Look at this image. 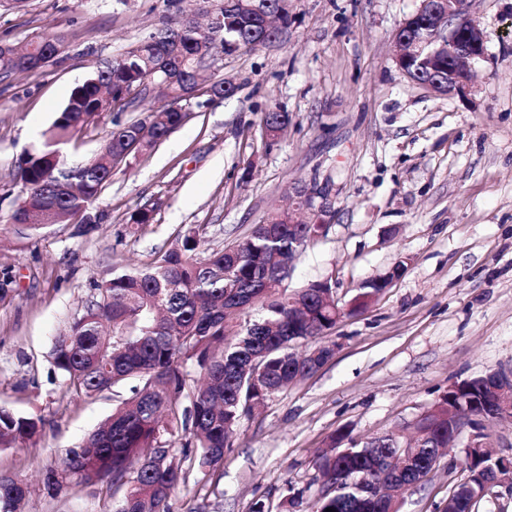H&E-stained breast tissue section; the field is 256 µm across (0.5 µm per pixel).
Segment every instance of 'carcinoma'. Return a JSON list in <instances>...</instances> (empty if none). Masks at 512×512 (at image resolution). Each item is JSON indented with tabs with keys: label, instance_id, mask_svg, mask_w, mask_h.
Segmentation results:
<instances>
[{
	"label": "carcinoma",
	"instance_id": "cac0c4a2",
	"mask_svg": "<svg viewBox=\"0 0 512 512\" xmlns=\"http://www.w3.org/2000/svg\"><path fill=\"white\" fill-rule=\"evenodd\" d=\"M194 0L179 9L174 25L137 42L128 54L95 66L76 86L44 134L39 147L16 166L21 185L8 219L36 234L47 224H76L86 232L104 215L94 209L113 172L130 157L153 149L186 117L182 108L146 110L144 117L116 124L86 164L66 168L60 146L71 142L95 117L124 112L145 99L152 75L170 78L169 95L189 101L203 90L224 98L234 87L211 83L197 70L208 54L226 55L266 36L261 21L232 15L214 40L198 32L189 17ZM65 31L33 36L29 59L0 48V75H35L63 54ZM288 113H264L261 129L276 139ZM326 232L312 224H290L279 212L254 224L240 241L203 254L196 230L143 268L115 272L95 284L97 297L56 336L51 357L68 389L93 396L131 384V395L82 445L66 452L44 479L54 495L72 487L106 484L109 512H172L174 490L189 479H210L233 446L243 422L276 394L320 369L334 353L326 338L345 311L371 303L380 293L366 285L345 308L336 303L328 280L288 287L297 256ZM196 366L200 378L186 370ZM494 371L448 387L414 424L416 447L390 470L379 462L397 448L394 433L361 444L339 433L315 464L326 484L312 512H400L405 491L431 472L430 462L455 445L458 416L502 415ZM39 420L0 407V448L22 444L36 434ZM461 479L448 467L447 512H479L487 483L512 484V470L488 450L464 449ZM23 482L0 474V512H22Z\"/></svg>",
	"mask_w": 512,
	"mask_h": 512
}]
</instances>
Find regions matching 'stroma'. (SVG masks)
Segmentation results:
<instances>
[{
	"mask_svg": "<svg viewBox=\"0 0 512 512\" xmlns=\"http://www.w3.org/2000/svg\"><path fill=\"white\" fill-rule=\"evenodd\" d=\"M177 0H29L0 10V43L52 30L77 33L39 76L0 78V407L41 419L32 442L0 448V473L31 483L25 512H106L102 485L48 495L46 472L112 412L113 392L75 397L55 373L52 342L95 294L94 282L141 267L198 230L223 248L315 180L331 203L328 234L295 263L298 288L330 281L348 305L398 260L400 276L366 309L344 316L335 353L246 421L208 482L178 488L172 512H251L255 501L310 512L322 480L316 452L340 431L364 441L413 425L452 383L512 372V0H477L486 60L467 98L437 96L396 65L395 37L421 0H288L276 43L223 57L231 96L190 101L189 119L114 171L86 234L50 224L24 238L6 217L19 158L39 145L71 91L103 58L174 23ZM291 121L277 140L264 112ZM106 112L63 153L90 160L105 129L141 118ZM153 211L136 228L131 214ZM449 449L400 512H443Z\"/></svg>",
	"mask_w": 512,
	"mask_h": 512,
	"instance_id": "35a3bbf8",
	"label": "stroma"
}]
</instances>
